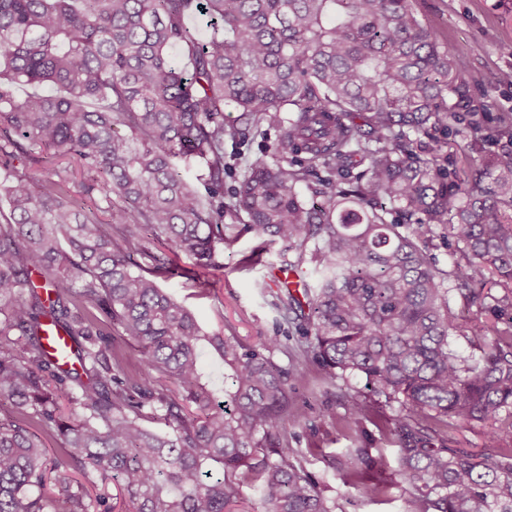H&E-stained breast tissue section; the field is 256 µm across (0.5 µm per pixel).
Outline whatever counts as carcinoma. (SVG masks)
I'll use <instances>...</instances> for the list:
<instances>
[{"label":"carcinoma","instance_id":"cac0c4a2","mask_svg":"<svg viewBox=\"0 0 512 512\" xmlns=\"http://www.w3.org/2000/svg\"><path fill=\"white\" fill-rule=\"evenodd\" d=\"M19 83L52 93L19 99ZM0 128V512H114L111 483L130 512H232L245 481L267 512H334L288 452L299 414L269 356L279 338L208 336L152 279L171 271L158 242L206 281L233 242L229 211L293 252L286 266L311 267L306 302L271 305L299 310L327 380L363 375L398 404L404 512H512V324L457 325L448 301L512 308V113L476 108L413 0H0ZM270 129L272 152L225 207L224 139ZM450 133L481 178L449 167ZM30 147L70 154L105 218L72 205L69 167L9 165ZM320 169L310 205L299 188ZM437 235L459 253L450 273L430 257ZM47 323L71 365L46 350ZM104 326L136 344L138 380ZM454 335L478 358L453 353ZM204 345L224 362V401L203 380ZM450 420L488 426L500 452L443 444ZM365 456L345 482L365 480Z\"/></svg>","mask_w":512,"mask_h":512}]
</instances>
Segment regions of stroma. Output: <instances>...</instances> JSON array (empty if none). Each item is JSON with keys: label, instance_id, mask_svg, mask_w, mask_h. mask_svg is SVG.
<instances>
[{"label": "stroma", "instance_id": "stroma-1", "mask_svg": "<svg viewBox=\"0 0 512 512\" xmlns=\"http://www.w3.org/2000/svg\"><path fill=\"white\" fill-rule=\"evenodd\" d=\"M414 8L443 42L455 48L476 105L492 112H512V86L500 81L502 74L512 73V56L499 50L501 44L512 43V0H416ZM275 139L271 133L266 140L241 145L225 141V198H232L247 164L264 157ZM257 244L252 233H241L232 247L218 253L203 289L195 282L193 259L172 255L174 272L160 286L193 312L207 334L236 336L249 345L270 336L286 338L285 347L274 351L271 359L289 371L288 393L301 414L288 426L290 450L305 458L307 471L335 503V512H403V484L394 474L397 445L389 433L397 405L376 406L359 423L361 438L347 433L344 424L350 400L356 395L370 397L368 383L362 376L328 381L312 358L301 354L293 313L273 308L269 295L259 287L282 266L284 247L271 245L261 263L253 264L249 258ZM358 447L369 454L366 483L352 486L344 482L340 468L347 454ZM378 482L389 483L387 494H368L366 485Z\"/></svg>", "mask_w": 512, "mask_h": 512}]
</instances>
